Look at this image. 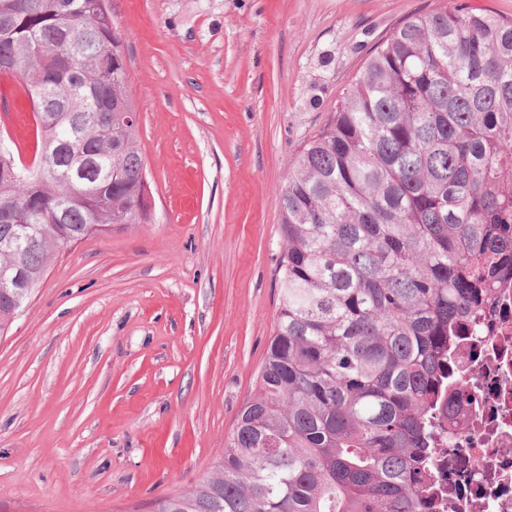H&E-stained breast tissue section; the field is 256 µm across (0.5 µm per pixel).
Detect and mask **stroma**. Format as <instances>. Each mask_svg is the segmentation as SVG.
<instances>
[{"label": "stroma", "mask_w": 512, "mask_h": 512, "mask_svg": "<svg viewBox=\"0 0 512 512\" xmlns=\"http://www.w3.org/2000/svg\"><path fill=\"white\" fill-rule=\"evenodd\" d=\"M438 0H111L155 221L54 258L0 336V512H149L253 396L279 192L368 53Z\"/></svg>", "instance_id": "35a3bbf8"}]
</instances>
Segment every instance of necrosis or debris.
<instances>
[{
	"label": "necrosis or debris",
	"instance_id": "necrosis-or-debris-1",
	"mask_svg": "<svg viewBox=\"0 0 512 512\" xmlns=\"http://www.w3.org/2000/svg\"><path fill=\"white\" fill-rule=\"evenodd\" d=\"M457 362L465 389L436 431L432 512H512V282Z\"/></svg>",
	"mask_w": 512,
	"mask_h": 512
}]
</instances>
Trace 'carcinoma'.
<instances>
[{
  "mask_svg": "<svg viewBox=\"0 0 512 512\" xmlns=\"http://www.w3.org/2000/svg\"><path fill=\"white\" fill-rule=\"evenodd\" d=\"M108 0H0V270L153 221L128 58ZM279 305L257 392L208 471L155 512H426L448 360L512 278V20L441 0L369 53L279 195ZM18 310L0 287V335ZM19 103L15 100L10 102V113L13 114L14 120L12 123V134L22 140H31L33 136V119L32 112H29L25 107L18 109Z\"/></svg>",
  "mask_w": 512,
  "mask_h": 512,
  "instance_id": "1",
  "label": "carcinoma"
}]
</instances>
